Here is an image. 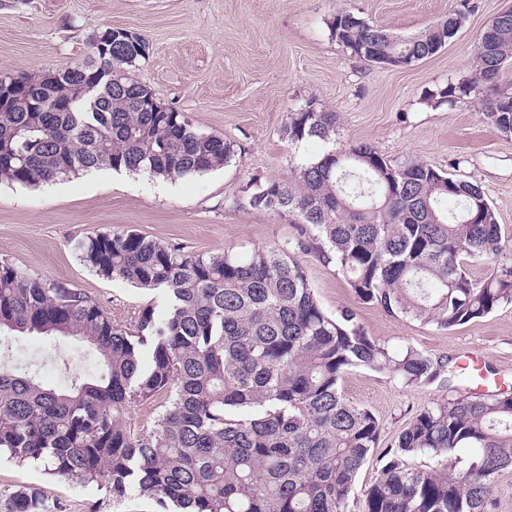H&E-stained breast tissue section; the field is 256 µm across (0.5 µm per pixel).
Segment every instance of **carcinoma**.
<instances>
[{
	"label": "carcinoma",
	"mask_w": 512,
	"mask_h": 512,
	"mask_svg": "<svg viewBox=\"0 0 512 512\" xmlns=\"http://www.w3.org/2000/svg\"><path fill=\"white\" fill-rule=\"evenodd\" d=\"M463 14L398 38L347 9L330 36L359 60L431 57L454 37ZM473 76L429 94L452 108L481 99L489 122L512 136V96L494 93L512 64V17L474 42ZM147 55L114 42L101 56L55 72L0 78L43 104L28 112L0 98V183L38 186L109 168L149 177L204 176L230 163L233 144L191 128L179 112H147L154 93L133 69ZM337 114L313 105L288 113L293 143L336 140ZM247 203L289 216L297 234L247 254H185L133 231L76 244L104 278L163 290L161 313L112 322L88 295L0 262V335L76 338L101 370L65 389L0 365V456L36 463L122 497L134 488L181 512H346L356 477L378 446L379 424L347 401L348 370L388 371L404 384L435 375L412 347L392 350L358 324L350 308L327 313L296 252L336 266L357 298L391 315L451 329L512 303V250L482 189L433 165L395 164L366 143L329 150L291 166L284 179L247 186ZM455 209L448 210V201ZM495 262L483 278L467 266ZM167 405L153 430L137 435L129 410L157 394ZM460 448L468 464L448 466ZM429 455L431 469L407 458ZM364 512H488L512 468V392L473 393L420 412L384 453ZM11 512H48L35 490Z\"/></svg>",
	"instance_id": "cac0c4a2"
}]
</instances>
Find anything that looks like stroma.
I'll list each match as a JSON object with an SVG mask.
<instances>
[{"label": "stroma", "instance_id": "obj_1", "mask_svg": "<svg viewBox=\"0 0 512 512\" xmlns=\"http://www.w3.org/2000/svg\"><path fill=\"white\" fill-rule=\"evenodd\" d=\"M512 0H0V75L53 72L86 60L91 40L107 27L143 35L150 56L137 78L156 98L181 112L200 132L224 136L235 156L204 176L160 178L104 171L39 187L0 185V261L95 299L113 322L135 324L146 306L163 308L158 291H144L97 275L79 258L78 240L134 230L187 253L247 252L282 243L296 232L290 218L248 207L253 179L288 177L293 160L322 155L321 142L288 141L290 112L314 104L337 113V147L366 143L394 163L424 161L479 185L499 224L512 233V138L488 121L479 101L451 108L427 102L431 91L469 78L476 37ZM346 8L364 21L409 38L463 11L457 34L436 55L405 69L367 65L334 41L327 22ZM317 298L329 313L349 307L376 341L411 346L438 369L433 380L405 386L385 372L356 368L340 388L368 409L388 448L414 417L433 403L474 392L461 372L474 354L479 372L512 388V303L450 330L388 314L360 301L335 266L311 252L296 253ZM13 347L48 348L42 378L58 385L55 364L72 363L75 376L97 372V357L72 338L52 343L24 336ZM38 491L50 512H163L131 490L113 498L96 484L46 474L32 464L0 460V512L21 489Z\"/></svg>", "mask_w": 512, "mask_h": 512}]
</instances>
